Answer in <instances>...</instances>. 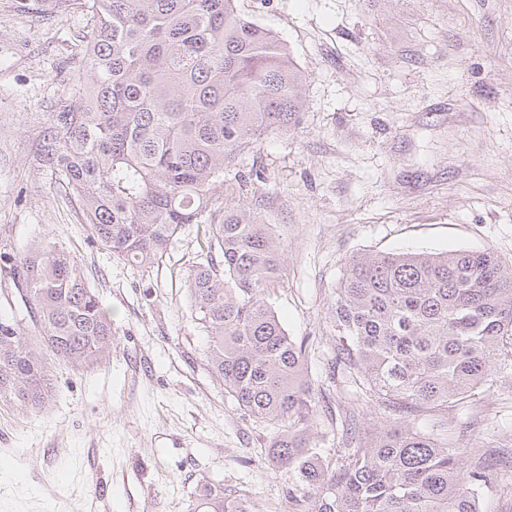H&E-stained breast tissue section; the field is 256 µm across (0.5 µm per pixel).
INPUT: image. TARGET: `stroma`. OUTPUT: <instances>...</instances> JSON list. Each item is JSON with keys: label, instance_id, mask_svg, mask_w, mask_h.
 Returning <instances> with one entry per match:
<instances>
[{"label": "stroma", "instance_id": "1", "mask_svg": "<svg viewBox=\"0 0 512 512\" xmlns=\"http://www.w3.org/2000/svg\"><path fill=\"white\" fill-rule=\"evenodd\" d=\"M287 43L308 77L300 122L238 158L243 188L217 197L276 224L285 277L271 296L305 340L324 398L312 431L355 409L334 378V289L357 252L492 248L512 265V0H237ZM80 12L16 11L0 0V312L11 266L31 239L76 257L112 319V351L52 362L37 411L0 399V512H189L201 483L288 512V472L270 429L211 372L187 275L206 248L189 224L160 265L114 257L77 218L37 151L84 68ZM468 439L512 449V367L451 415Z\"/></svg>", "mask_w": 512, "mask_h": 512}]
</instances>
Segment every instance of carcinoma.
<instances>
[{
    "mask_svg": "<svg viewBox=\"0 0 512 512\" xmlns=\"http://www.w3.org/2000/svg\"><path fill=\"white\" fill-rule=\"evenodd\" d=\"M15 3L94 19L87 77H74L39 148L92 237L149 267L183 226L206 225L207 252L188 274L196 320L224 391L271 428V458L293 484L288 512H483L502 489L498 449L464 445L448 409L493 387L497 367L512 362V267L490 248L345 260L332 303L336 368L393 422L341 433L332 464L311 441L320 396L307 347L269 302L283 280L280 234L239 203L213 209L224 170L304 110L307 76L287 45L237 0ZM14 271L35 331L22 332L18 310L0 314V399L38 409L52 392L45 356L102 359L112 321L62 246L34 242ZM192 512L249 508L205 484Z\"/></svg>",
    "mask_w": 512,
    "mask_h": 512,
    "instance_id": "cac0c4a2",
    "label": "carcinoma"
}]
</instances>
